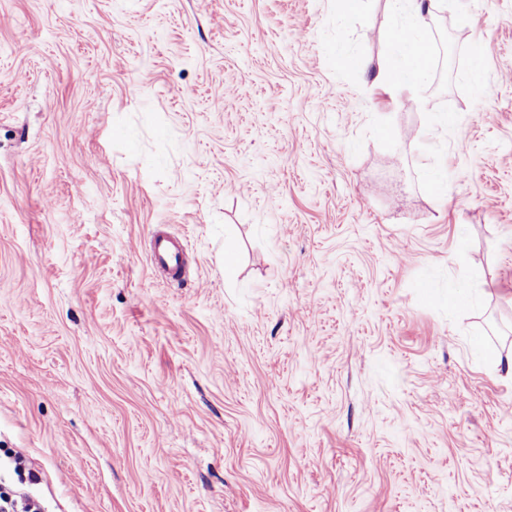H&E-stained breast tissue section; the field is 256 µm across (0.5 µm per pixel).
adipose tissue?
<instances>
[{
	"instance_id": "adipose-tissue-1",
	"label": "adipose tissue",
	"mask_w": 512,
	"mask_h": 512,
	"mask_svg": "<svg viewBox=\"0 0 512 512\" xmlns=\"http://www.w3.org/2000/svg\"><path fill=\"white\" fill-rule=\"evenodd\" d=\"M398 21L390 31V52L374 73L375 86L390 92L396 86L427 75L428 66L414 59L417 47L425 45L427 35L422 20L425 0H389Z\"/></svg>"
}]
</instances>
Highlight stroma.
<instances>
[{"label":"stroma","instance_id":"1","mask_svg":"<svg viewBox=\"0 0 512 512\" xmlns=\"http://www.w3.org/2000/svg\"><path fill=\"white\" fill-rule=\"evenodd\" d=\"M393 20L0 0V456L47 512H512V0H432L389 95ZM184 252L183 240L165 233H158L151 242L150 262L167 272L173 279H178L183 273Z\"/></svg>","mask_w":512,"mask_h":512}]
</instances>
